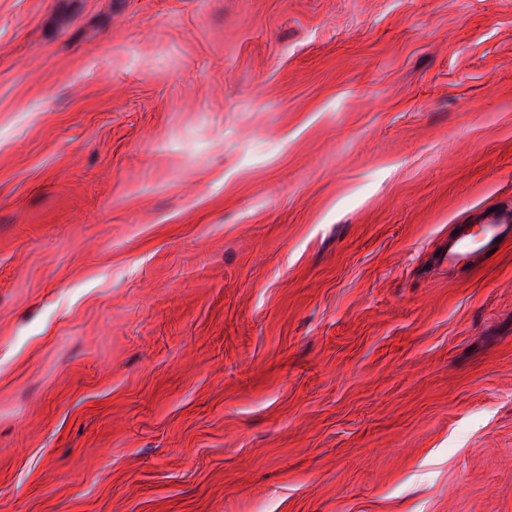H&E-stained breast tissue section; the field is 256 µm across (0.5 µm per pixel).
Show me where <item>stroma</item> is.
Masks as SVG:
<instances>
[{"instance_id":"35a3bbf8","label":"stroma","mask_w":512,"mask_h":512,"mask_svg":"<svg viewBox=\"0 0 512 512\" xmlns=\"http://www.w3.org/2000/svg\"><path fill=\"white\" fill-rule=\"evenodd\" d=\"M512 0H0V512H512ZM481 227L480 236H475L469 225H456L455 231L459 230V233H453L440 247L442 265L454 268L463 260L477 263L512 239L511 215L496 214Z\"/></svg>"}]
</instances>
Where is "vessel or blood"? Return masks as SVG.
Returning a JSON list of instances; mask_svg holds the SVG:
<instances>
[{"label": "vessel or blood", "mask_w": 512, "mask_h": 512, "mask_svg": "<svg viewBox=\"0 0 512 512\" xmlns=\"http://www.w3.org/2000/svg\"><path fill=\"white\" fill-rule=\"evenodd\" d=\"M512 239V216L495 215L483 224L480 233H472L469 225L458 227L441 247L440 260L443 265L456 267L461 261L476 263L493 253L505 241Z\"/></svg>", "instance_id": "b4317fda"}]
</instances>
